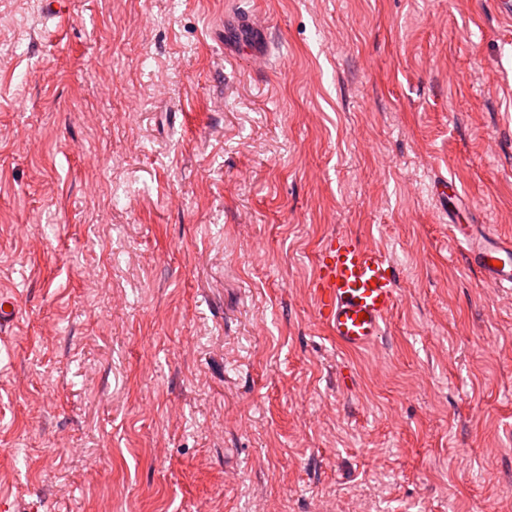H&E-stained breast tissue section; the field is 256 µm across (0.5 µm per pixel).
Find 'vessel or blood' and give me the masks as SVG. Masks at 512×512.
Here are the masks:
<instances>
[{"mask_svg": "<svg viewBox=\"0 0 512 512\" xmlns=\"http://www.w3.org/2000/svg\"><path fill=\"white\" fill-rule=\"evenodd\" d=\"M224 53L247 55L258 66L270 55L268 26L253 10L228 14L220 29ZM453 237L467 247L484 283L512 288V238L497 233L473 235L470 225L450 224ZM313 296L318 321L342 347L357 351L376 343L398 301L393 267L380 252L351 234L330 235L323 243Z\"/></svg>", "mask_w": 512, "mask_h": 512, "instance_id": "1", "label": "vessel or blood"}]
</instances>
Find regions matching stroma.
Instances as JSON below:
<instances>
[{
	"mask_svg": "<svg viewBox=\"0 0 512 512\" xmlns=\"http://www.w3.org/2000/svg\"><path fill=\"white\" fill-rule=\"evenodd\" d=\"M256 9L268 67L210 31ZM512 236L493 0H0V498L19 512H512ZM395 265L361 351L318 254ZM448 227L452 236L467 246L471 264L480 272L483 282L494 288H512V238L498 233L473 236V224H457L455 217ZM501 263V267L494 266ZM312 291L318 321L352 351L380 339L398 301L390 261L349 233L332 234L324 241Z\"/></svg>",
	"mask_w": 512,
	"mask_h": 512,
	"instance_id": "1",
	"label": "stroma"
}]
</instances>
